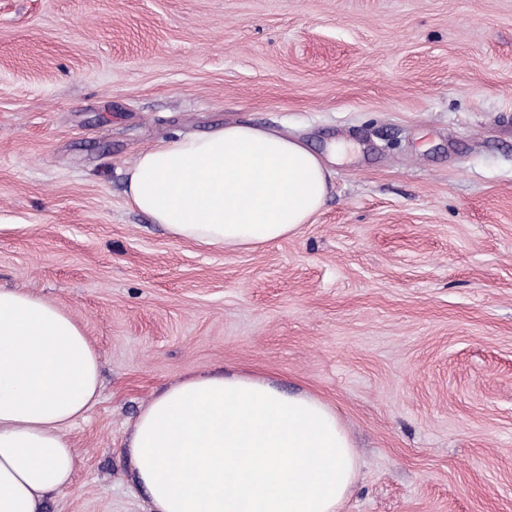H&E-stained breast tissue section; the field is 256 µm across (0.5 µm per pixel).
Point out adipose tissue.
Segmentation results:
<instances>
[{"instance_id":"adipose-tissue-1","label":"adipose tissue","mask_w":512,"mask_h":512,"mask_svg":"<svg viewBox=\"0 0 512 512\" xmlns=\"http://www.w3.org/2000/svg\"><path fill=\"white\" fill-rule=\"evenodd\" d=\"M327 193L315 153L245 124L141 152L127 170L129 204L204 248L295 234ZM100 389L99 354L75 319L0 287V512H44L47 497L69 486L76 454L64 430ZM128 448L154 512H337L358 468L328 404L220 371L154 395Z\"/></svg>"}]
</instances>
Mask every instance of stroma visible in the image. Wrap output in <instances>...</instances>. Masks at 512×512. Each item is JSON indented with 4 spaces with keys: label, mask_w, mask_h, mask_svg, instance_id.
Masks as SVG:
<instances>
[{
    "label": "stroma",
    "mask_w": 512,
    "mask_h": 512,
    "mask_svg": "<svg viewBox=\"0 0 512 512\" xmlns=\"http://www.w3.org/2000/svg\"><path fill=\"white\" fill-rule=\"evenodd\" d=\"M230 123L324 161L311 223L206 249L130 206L140 152ZM0 286L101 357L44 512H151L132 426L217 368L336 411L338 512H512V0H0Z\"/></svg>",
    "instance_id": "35a3bbf8"
}]
</instances>
